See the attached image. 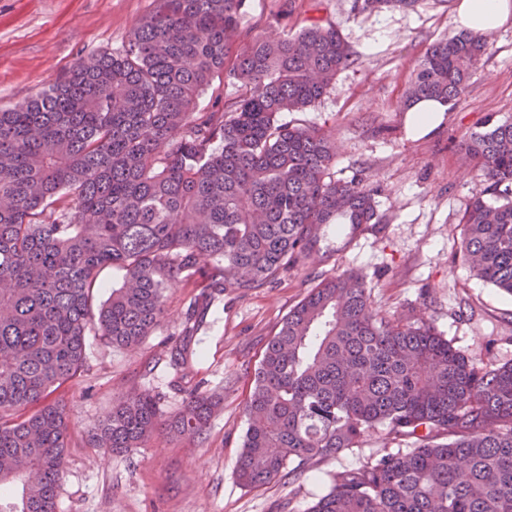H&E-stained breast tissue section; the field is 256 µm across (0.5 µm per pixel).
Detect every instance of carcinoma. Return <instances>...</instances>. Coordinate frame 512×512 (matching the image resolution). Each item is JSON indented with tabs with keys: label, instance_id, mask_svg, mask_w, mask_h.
I'll use <instances>...</instances> for the list:
<instances>
[{
	"label": "carcinoma",
	"instance_id": "cac0c4a2",
	"mask_svg": "<svg viewBox=\"0 0 512 512\" xmlns=\"http://www.w3.org/2000/svg\"><path fill=\"white\" fill-rule=\"evenodd\" d=\"M112 55L78 59L37 96L0 109V512H56L68 444L64 409L44 398L81 370L87 338L134 348L160 326L165 288L192 282L187 326L169 351L188 367L204 305L296 265L319 228L379 224L376 190L331 175L319 128L279 122L323 97L352 53L331 22L280 41L242 28L246 0H157ZM417 0H354L364 11ZM487 41L467 31L414 67L411 102L454 106ZM232 80L234 99L199 96ZM487 186L462 216L461 252L512 295V119L470 135ZM498 199L492 203L487 196ZM122 272L98 308L107 268ZM167 421L201 438L217 406L194 386ZM236 464L246 488L332 458L380 427L411 445L328 474L308 512H512V364L469 363L429 324L374 313L355 272L323 278L268 342ZM161 424L143 393L112 408L97 440L140 448Z\"/></svg>",
	"mask_w": 512,
	"mask_h": 512
}]
</instances>
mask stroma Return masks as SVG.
I'll return each mask as SVG.
<instances>
[{"instance_id": "35a3bbf8", "label": "stroma", "mask_w": 512, "mask_h": 512, "mask_svg": "<svg viewBox=\"0 0 512 512\" xmlns=\"http://www.w3.org/2000/svg\"><path fill=\"white\" fill-rule=\"evenodd\" d=\"M353 2L297 0L291 25L335 23L355 63L314 106L279 120L326 130L336 144V177L358 174L378 188L382 223L323 225L297 266L245 293L226 289L196 332L186 376L169 357L194 294L186 284L166 288L164 322L139 347L90 337L81 373L46 398L64 408L69 434L56 512H308L326 493L328 472L397 452L378 428L336 458L309 463L298 478L257 488L236 479L244 406L265 345L326 276L358 273L375 313L425 319L476 367L512 364V295L476 278L459 253L463 210L483 188L466 140L512 116V25L492 33L441 124L414 135L404 108L412 70L430 45L455 33L456 0L375 13ZM153 9L154 0H0V106L36 96L78 59L121 51ZM199 382L221 399L202 441L161 431L125 456L93 446L115 400L147 392L168 417Z\"/></svg>"}]
</instances>
